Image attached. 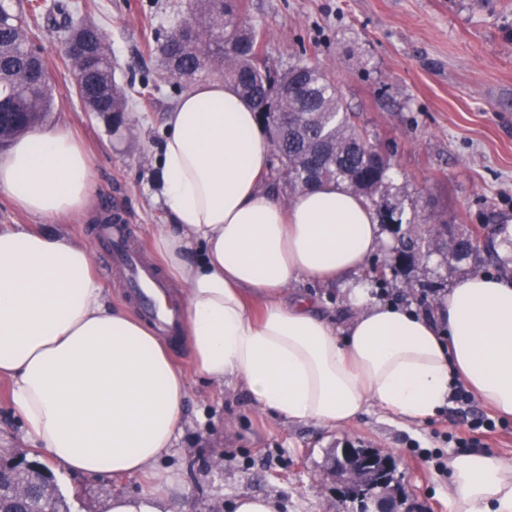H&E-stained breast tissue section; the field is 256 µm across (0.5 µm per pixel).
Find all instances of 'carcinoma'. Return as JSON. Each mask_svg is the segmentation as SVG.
<instances>
[{
  "mask_svg": "<svg viewBox=\"0 0 512 512\" xmlns=\"http://www.w3.org/2000/svg\"><path fill=\"white\" fill-rule=\"evenodd\" d=\"M241 13L238 0H195V34L165 39L166 72L189 80L223 61L224 80L272 131L278 179L296 189L342 182L373 201L391 168L390 155L370 141L357 114L319 65L300 60L282 74L271 72L262 63L263 32L241 20ZM44 16L45 4L39 0H0V92L11 97L13 111L31 113L34 122L45 120L53 102L46 61L29 52L36 46ZM91 44L98 63L85 70V83L93 92L81 99L90 112L112 113L119 128L128 121V96L112 74L101 29L93 28ZM478 237L476 229L452 237L451 257L470 258L479 247ZM425 240L424 234L410 233L401 253L411 260L423 255ZM378 457L382 454L372 448H355L348 465L399 493L394 470L378 473L362 465L363 459ZM51 479L49 470L38 465L6 473L0 480V509L13 507V483L21 480L31 490L23 512H61L50 492Z\"/></svg>",
  "mask_w": 512,
  "mask_h": 512,
  "instance_id": "carcinoma-1",
  "label": "carcinoma"
}]
</instances>
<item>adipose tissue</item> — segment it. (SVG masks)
Returning <instances> with one entry per match:
<instances>
[{
    "label": "adipose tissue",
    "instance_id": "ef3b65f1",
    "mask_svg": "<svg viewBox=\"0 0 512 512\" xmlns=\"http://www.w3.org/2000/svg\"><path fill=\"white\" fill-rule=\"evenodd\" d=\"M269 159L257 115L228 83H195L166 114L156 197L172 221L150 248L181 290L196 372L247 389L261 412L336 431L371 405L432 417L457 385L512 417V279L469 274L429 313L382 302L364 276L381 246L375 211L335 182L281 202ZM90 175L60 128H32L0 151V195L33 215L83 211ZM302 279L344 281L351 318L290 293ZM0 379L51 461L141 482L107 512H163L173 479L155 465L183 431L186 379L150 325L107 302L90 248L0 229ZM447 466L451 512H512L511 462L462 453Z\"/></svg>",
    "mask_w": 512,
    "mask_h": 512
}]
</instances>
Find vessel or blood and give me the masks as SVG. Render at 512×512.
<instances>
[{"mask_svg":"<svg viewBox=\"0 0 512 512\" xmlns=\"http://www.w3.org/2000/svg\"><path fill=\"white\" fill-rule=\"evenodd\" d=\"M94 244L101 248L106 267L123 275L127 296L142 317L169 339H177L181 329L180 315L162 304L160 295L167 289L166 282L147 264L141 250L134 244L130 225L119 220L99 225Z\"/></svg>","mask_w":512,"mask_h":512,"instance_id":"obj_1","label":"vessel or blood"}]
</instances>
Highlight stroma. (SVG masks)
I'll list each match as a JSON object with an SVG mask.
<instances>
[{"instance_id":"35a3bbf8","label":"stroma","mask_w":512,"mask_h":512,"mask_svg":"<svg viewBox=\"0 0 512 512\" xmlns=\"http://www.w3.org/2000/svg\"><path fill=\"white\" fill-rule=\"evenodd\" d=\"M241 2L246 21L265 33L267 68L281 73L301 59L321 66L371 139L391 153L373 205L385 239L373 262L387 273L377 297L428 311L468 273L512 277V263L502 267L482 253L451 263L434 246L407 261L399 243L411 228H479L495 239L512 225V0ZM193 13V0H95L74 12V20L103 30L115 79L127 90L131 125L118 131L111 114L87 110L62 60L61 31L43 25L38 45L53 95L43 125L70 130L89 153L91 205L44 220L1 195V228L63 233L88 246L94 227L117 211L148 245L152 225L167 221L154 200L155 157L165 115L182 92L167 79L159 47ZM187 384L183 432L157 463L178 481L185 512H234L243 494L272 497L278 512H359L330 471L332 449L347 441L392 457L399 512H449L448 478L437 465L462 453L469 435L457 403L420 423L371 406L335 432L283 422L258 411L245 390L210 386L192 372ZM9 399L10 385L0 380V459L23 448L27 460L44 461ZM50 470L69 512H106L113 494L141 487L86 479L55 463Z\"/></svg>"}]
</instances>
